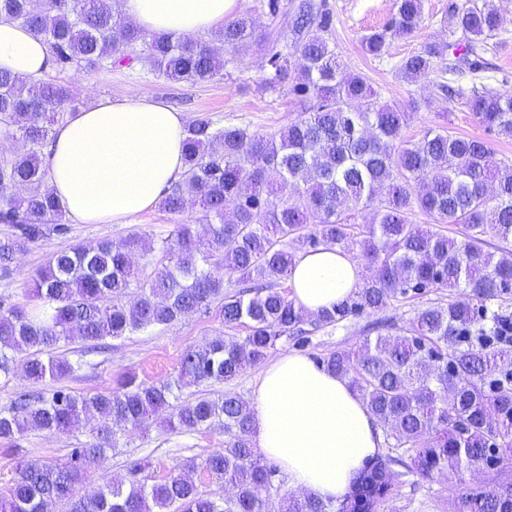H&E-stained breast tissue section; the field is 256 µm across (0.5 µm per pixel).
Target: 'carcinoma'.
Listing matches in <instances>:
<instances>
[{"label":"carcinoma","instance_id":"obj_1","mask_svg":"<svg viewBox=\"0 0 512 512\" xmlns=\"http://www.w3.org/2000/svg\"><path fill=\"white\" fill-rule=\"evenodd\" d=\"M0 18L41 36L54 62L82 70L138 62L171 80H209L226 61L210 42L191 36L146 35L125 21L120 0H0ZM423 21V0H397L381 30L365 34L363 52L384 57L394 38L413 35ZM500 27L491 0L448 5L450 35L463 39L430 44L401 60L408 82L426 79L441 65L448 74L488 69V40ZM332 13L325 0H300L291 21L299 65L288 55L269 58L271 80L292 77V91L307 102L299 119L277 134L224 125L208 115L186 126L184 172L159 205L180 214L188 200L203 212V232L177 224L156 248L143 236L121 245L108 239L56 250L31 277L27 308L0 301V380L18 369L35 381L61 380L81 369L57 352L78 336L81 354L102 353L105 340L166 326L216 301L224 327L246 336L219 337L187 348L177 374L146 384L128 372L116 387L77 396L59 388L47 397L18 393L0 409V440L13 442L33 430L67 433L94 417L92 439L61 463L20 461L0 512H55L70 502L88 468L116 446V431L142 428L163 416L176 433L224 429V450L204 466L232 490L217 498L176 474L150 485L148 462L132 464L129 477L105 483L94 495L71 502V512H269L278 470L251 442L253 410L238 395L204 394L176 404L182 389L228 382L260 363L277 344L303 349L310 336L361 315L380 312L408 297L448 288L462 296L448 306H427L390 333L376 322L356 350H337L315 361L346 378L395 443L365 459L348 490L335 500L294 495L280 512H379L393 490L416 475L461 476L473 465L512 452V312L488 303L512 292V163L498 162L487 142L441 126L413 141L405 136L410 113L379 102L362 75L345 69L329 38ZM224 50L263 42L246 18L218 34ZM440 94L460 100L485 130L512 139V91L483 86L471 92L453 83ZM73 93L50 81L31 82L0 68V130L24 149L0 155V276L11 274L18 251L69 232L50 189L42 149L53 126L65 119ZM370 211L372 219L362 220ZM416 212L456 227L459 237L422 229ZM496 238L498 252L485 250ZM322 246L355 252L371 269L354 295L309 318L276 288L290 277L297 253ZM159 250L160 266L147 276L129 255ZM253 282L232 293L225 279ZM136 288L133 302L125 298ZM458 512H512V477L456 494Z\"/></svg>","mask_w":512,"mask_h":512}]
</instances>
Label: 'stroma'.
Wrapping results in <instances>:
<instances>
[{
    "instance_id": "1",
    "label": "stroma",
    "mask_w": 512,
    "mask_h": 512,
    "mask_svg": "<svg viewBox=\"0 0 512 512\" xmlns=\"http://www.w3.org/2000/svg\"><path fill=\"white\" fill-rule=\"evenodd\" d=\"M269 0H240L237 14L251 18L258 32L265 38L261 47L253 45L232 53L223 76L209 81H172L152 74L141 65L105 69L96 73L68 67L52 68L49 80L73 87L77 92L76 108H86L99 100L125 95L159 97L183 112L186 120L202 115L223 118L232 124H246L262 133H276L296 119L303 104L290 83L270 85L272 72L270 54L284 50L291 41L288 30L289 12L294 0H278V11H271ZM333 15L331 39L345 66L354 73L363 74L380 94L382 101L406 104L420 102L406 130L408 137L419 139L429 127L448 125L456 133L485 139L495 158L512 160V141L487 133L471 111L457 101L443 98L437 83L444 80L441 71H434L417 83L401 80L396 72L402 57L428 44L445 43L448 29L443 20L448 13L449 0H424V20L412 36L392 40L383 58L366 56L360 40L369 31L386 26L395 11V0H327ZM502 22L492 40L488 57L493 70L472 75H459L463 88L483 85L503 89L505 81H512V0H494ZM202 211L198 205L188 204L182 214L172 215L160 207L150 208L129 224H74L61 237H52L29 246L16 254L14 269L9 277L0 278V299L19 306L28 305L26 288L31 274L43 264L47 255L58 249L76 247L101 239L124 243L135 235H146L154 242L168 237L175 225L198 224ZM368 317L353 319L345 327H328L316 333L306 350L307 356L326 354L337 349L353 350L364 339ZM219 303L209 310L182 316L170 325L152 331L134 334L113 341L112 350L105 355H91L84 367L63 382L52 380L33 384L23 372H16L8 383H0V407L9 405L15 393L22 389L38 388L50 393L57 387L68 388L73 394L95 393L111 389L124 372L136 371L140 380L154 383L175 375L183 351L208 339L224 335ZM89 438L87 426H80L64 434L50 435L32 431L15 442H0V492H6L15 475L19 459L63 461L70 448ZM115 450L92 465L75 488V498H84L96 492L104 483L121 480L127 475L131 462L147 459L150 483L167 480L175 467L192 459L197 463L190 476L200 491L221 497L225 491L215 483L202 467L203 460L224 446V433L216 428L177 434L167 431L160 421L150 422L147 429H123L117 433ZM380 512H456L455 495L444 477L412 478L397 488Z\"/></svg>"
}]
</instances>
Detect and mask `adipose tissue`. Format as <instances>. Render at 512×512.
Returning a JSON list of instances; mask_svg holds the SVG:
<instances>
[{"instance_id": "ef3b65f1", "label": "adipose tissue", "mask_w": 512, "mask_h": 512, "mask_svg": "<svg viewBox=\"0 0 512 512\" xmlns=\"http://www.w3.org/2000/svg\"><path fill=\"white\" fill-rule=\"evenodd\" d=\"M238 0H123L126 19L148 34L190 35L220 26ZM0 67L37 79L52 67L46 42L0 19ZM182 112L145 96L106 99L56 126L44 149L49 186L80 224H126L159 203L184 170ZM364 269L333 247L300 253L291 298L306 313L334 308L361 285ZM254 446L291 488L333 500L382 447L376 418L347 379L308 356L280 352L252 397Z\"/></svg>"}]
</instances>
